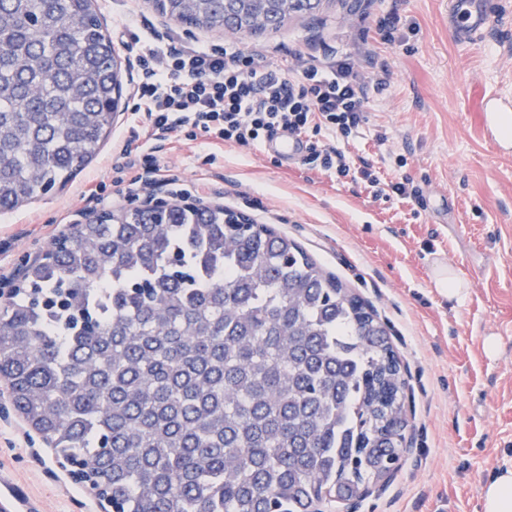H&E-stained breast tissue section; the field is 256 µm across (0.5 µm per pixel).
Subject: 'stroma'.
Segmentation results:
<instances>
[{"mask_svg": "<svg viewBox=\"0 0 512 512\" xmlns=\"http://www.w3.org/2000/svg\"><path fill=\"white\" fill-rule=\"evenodd\" d=\"M490 33L459 44L448 0H326L313 16L287 18L276 31L240 41L261 66L291 67L334 52L358 71L386 64L389 85L372 94L351 155L383 182L408 177L418 191L448 201L447 223H433L417 201L374 198L363 184L298 166L258 149L174 135L158 164L187 197L221 205L300 244L385 324L406 382L405 442L393 480L358 512H481L483 485L512 467V154L492 149L479 121L483 95H512V0H491ZM116 52L136 58L127 13L157 31L224 45L204 28L160 17L151 0H95ZM400 18L392 41L377 24ZM139 121L124 112L96 157L66 186L0 216V277H13L92 211L130 210L148 187L116 183L115 150ZM106 186L103 199L84 194ZM463 282L456 300L434 284L440 264ZM496 354L484 348L488 337ZM58 455L0 396V498L16 512H97L93 492L72 484Z\"/></svg>", "mask_w": 512, "mask_h": 512, "instance_id": "stroma-1", "label": "stroma"}]
</instances>
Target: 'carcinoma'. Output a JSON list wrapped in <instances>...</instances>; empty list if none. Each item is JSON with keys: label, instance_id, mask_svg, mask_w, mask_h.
Listing matches in <instances>:
<instances>
[{"label": "carcinoma", "instance_id": "obj_1", "mask_svg": "<svg viewBox=\"0 0 512 512\" xmlns=\"http://www.w3.org/2000/svg\"><path fill=\"white\" fill-rule=\"evenodd\" d=\"M224 27V0H158ZM94 0H0V213L66 185L112 130ZM176 204L74 224L0 304L15 410L118 512H322L396 460L384 326L295 241Z\"/></svg>", "mask_w": 512, "mask_h": 512}]
</instances>
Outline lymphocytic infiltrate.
Wrapping results in <instances>:
<instances>
[{
  "label": "lymphocytic infiltrate",
  "mask_w": 512,
  "mask_h": 512,
  "mask_svg": "<svg viewBox=\"0 0 512 512\" xmlns=\"http://www.w3.org/2000/svg\"><path fill=\"white\" fill-rule=\"evenodd\" d=\"M136 111L144 119L137 148L122 146L117 168L129 185L156 169L154 143L183 132L243 148L262 146L279 128L307 138L304 164L337 178L363 182L381 195V179L367 161H354L343 149L365 122L372 91L388 81L387 67L366 74L350 57L302 71L260 68L234 46L181 43L175 38L144 37L138 56Z\"/></svg>",
  "instance_id": "f902f5d3"
}]
</instances>
